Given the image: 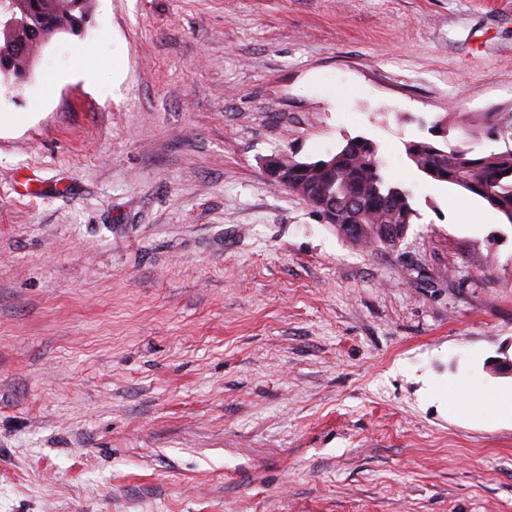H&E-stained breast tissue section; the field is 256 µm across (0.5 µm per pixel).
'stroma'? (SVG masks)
<instances>
[{
	"instance_id": "1",
	"label": "stroma",
	"mask_w": 512,
	"mask_h": 512,
	"mask_svg": "<svg viewBox=\"0 0 512 512\" xmlns=\"http://www.w3.org/2000/svg\"><path fill=\"white\" fill-rule=\"evenodd\" d=\"M437 123L504 149L512 0H93L0 85V512H512V225ZM356 136L395 245L266 179ZM446 149L430 140L410 141L408 160L431 180L456 186L475 196L512 224V146L501 151L473 155L472 149Z\"/></svg>"
}]
</instances>
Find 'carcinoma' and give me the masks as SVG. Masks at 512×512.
I'll list each match as a JSON object with an SVG mask.
<instances>
[{
  "label": "carcinoma",
  "instance_id": "cac0c4a2",
  "mask_svg": "<svg viewBox=\"0 0 512 512\" xmlns=\"http://www.w3.org/2000/svg\"><path fill=\"white\" fill-rule=\"evenodd\" d=\"M92 0H0V14L14 23L0 27V77L21 85L39 49L60 33L79 30ZM408 160L426 177L475 196L512 224V146L474 155L472 150L430 140L405 146ZM277 186L329 213L328 223L362 245L393 244L418 217L410 193L382 171L376 146L355 137L323 159L288 162Z\"/></svg>",
  "mask_w": 512,
  "mask_h": 512
}]
</instances>
